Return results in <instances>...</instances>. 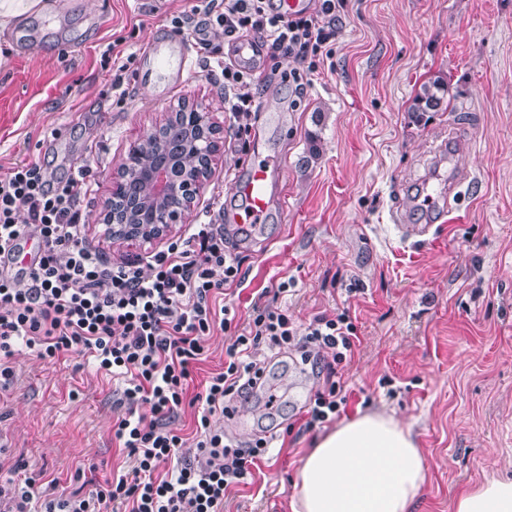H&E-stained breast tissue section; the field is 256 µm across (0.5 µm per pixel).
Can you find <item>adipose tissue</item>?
<instances>
[{
	"label": "adipose tissue",
	"mask_w": 512,
	"mask_h": 512,
	"mask_svg": "<svg viewBox=\"0 0 512 512\" xmlns=\"http://www.w3.org/2000/svg\"><path fill=\"white\" fill-rule=\"evenodd\" d=\"M426 478L425 457L393 416L364 413L323 434L302 458L291 512H411ZM455 512H512V479L461 494Z\"/></svg>",
	"instance_id": "adipose-tissue-1"
}]
</instances>
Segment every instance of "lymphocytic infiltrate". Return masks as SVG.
<instances>
[{"label":"lymphocytic infiltrate","instance_id":"f902f5d3","mask_svg":"<svg viewBox=\"0 0 512 512\" xmlns=\"http://www.w3.org/2000/svg\"><path fill=\"white\" fill-rule=\"evenodd\" d=\"M345 5V0H312L310 10L288 14L274 0H194L173 24L180 30L197 21L216 36L259 35L269 59L294 60L286 79L300 91L306 76L331 54ZM224 92L238 131H249L259 106L246 71L225 64ZM91 177L86 164L67 179L54 180L36 161L0 176V375H12L10 362L25 348L42 359L71 353L123 380L114 437L135 465L83 496L56 494L53 480L43 487L33 477L7 476L9 512H114L119 505L124 512H223L228 489L247 484L271 444L258 435L247 445H234L211 424L215 415L232 416L237 403L254 393L277 401L255 350L298 353L316 375L304 423L311 430L338 418L347 402L339 367L354 356L357 326L346 307L300 324L260 298L247 324H240L231 307L216 304L225 287L240 281L242 270L220 224L200 225L149 255V274L132 264L108 263L78 220L76 206ZM31 237L39 248L20 279L11 266L21 240ZM217 330L226 335L224 368L191 392L205 339ZM324 350L331 360L321 359ZM188 407L196 411L199 450L192 461L179 456L184 439L166 426Z\"/></svg>","mask_w":512,"mask_h":512}]
</instances>
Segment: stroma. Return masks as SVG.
<instances>
[{
  "label": "stroma",
  "mask_w": 512,
  "mask_h": 512,
  "mask_svg": "<svg viewBox=\"0 0 512 512\" xmlns=\"http://www.w3.org/2000/svg\"><path fill=\"white\" fill-rule=\"evenodd\" d=\"M188 0H45L0 34V175L39 159L66 177L90 161L78 203L89 242L113 264L142 262L197 224H223L244 278L224 300L247 320L262 289L294 280L276 307L304 323L348 307L360 343L343 370L346 418L384 412L410 427L426 461L413 512H454L457 496L489 478H512V0H347L331 55L303 95L281 78L293 68L249 65L259 119L239 138L224 106V61L237 45L217 38L195 53L184 87L154 69L153 49L175 30ZM125 60L123 93L110 86ZM448 83V109L416 120L422 83ZM209 110L219 128L216 160L183 223L144 244L112 241L100 213L131 143L182 104ZM271 164L268 222L251 233L222 223L213 200L242 201L230 177ZM463 181L460 219L426 240L402 242L394 213L428 177ZM267 362L280 402L262 396L213 424L245 442L259 427L284 435L252 484L232 487L224 512H291L293 479L318 431L299 423L317 379L292 359ZM0 378V465L45 472L72 494L129 472L113 436L123 384L64 355L27 350Z\"/></svg>",
  "instance_id": "35a3bbf8"
}]
</instances>
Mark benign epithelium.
<instances>
[{
    "instance_id": "7a95c632",
    "label": "benign epithelium",
    "mask_w": 512,
    "mask_h": 512,
    "mask_svg": "<svg viewBox=\"0 0 512 512\" xmlns=\"http://www.w3.org/2000/svg\"><path fill=\"white\" fill-rule=\"evenodd\" d=\"M217 134L211 113L184 106L131 144L100 214L108 236L149 242L182 223L211 170Z\"/></svg>"
}]
</instances>
